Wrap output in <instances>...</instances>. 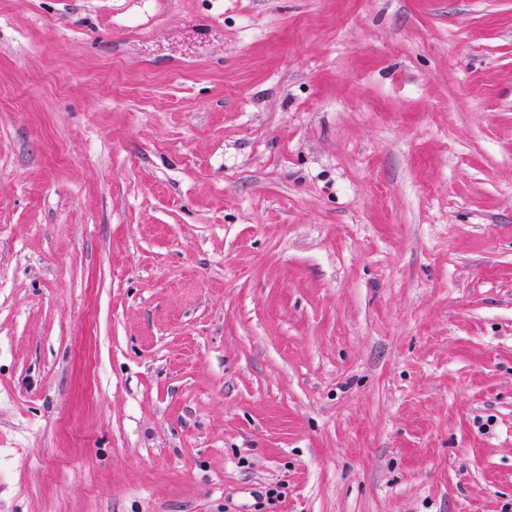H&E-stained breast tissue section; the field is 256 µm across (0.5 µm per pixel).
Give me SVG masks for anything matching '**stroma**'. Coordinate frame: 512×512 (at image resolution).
I'll return each instance as SVG.
<instances>
[{
	"mask_svg": "<svg viewBox=\"0 0 512 512\" xmlns=\"http://www.w3.org/2000/svg\"><path fill=\"white\" fill-rule=\"evenodd\" d=\"M512 512V0H0V512Z\"/></svg>",
	"mask_w": 512,
	"mask_h": 512,
	"instance_id": "stroma-1",
	"label": "stroma"
}]
</instances>
